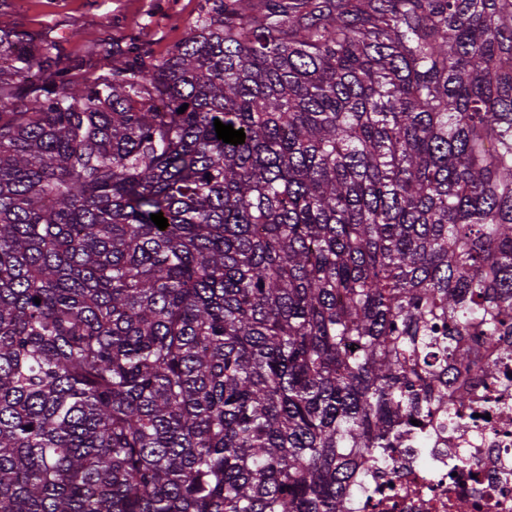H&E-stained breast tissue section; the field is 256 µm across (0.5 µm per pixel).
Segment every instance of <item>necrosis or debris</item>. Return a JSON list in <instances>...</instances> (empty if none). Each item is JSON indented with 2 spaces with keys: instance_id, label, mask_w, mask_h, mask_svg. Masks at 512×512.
Segmentation results:
<instances>
[{
  "instance_id": "4bbe7bcc",
  "label": "necrosis or debris",
  "mask_w": 512,
  "mask_h": 512,
  "mask_svg": "<svg viewBox=\"0 0 512 512\" xmlns=\"http://www.w3.org/2000/svg\"><path fill=\"white\" fill-rule=\"evenodd\" d=\"M464 424L443 448H400L366 468L350 512H512V361L498 375L471 374Z\"/></svg>"
}]
</instances>
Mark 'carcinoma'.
<instances>
[{"mask_svg": "<svg viewBox=\"0 0 512 512\" xmlns=\"http://www.w3.org/2000/svg\"><path fill=\"white\" fill-rule=\"evenodd\" d=\"M511 336L512 0H204L81 86L0 28V512H349Z\"/></svg>", "mask_w": 512, "mask_h": 512, "instance_id": "cac0c4a2", "label": "carcinoma"}]
</instances>
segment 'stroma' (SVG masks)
Listing matches in <instances>:
<instances>
[{
  "instance_id": "35a3bbf8",
  "label": "stroma",
  "mask_w": 512,
  "mask_h": 512,
  "mask_svg": "<svg viewBox=\"0 0 512 512\" xmlns=\"http://www.w3.org/2000/svg\"><path fill=\"white\" fill-rule=\"evenodd\" d=\"M202 0H0V26L29 39H47L74 82L96 72L103 50L133 42L155 57L185 39Z\"/></svg>"
}]
</instances>
